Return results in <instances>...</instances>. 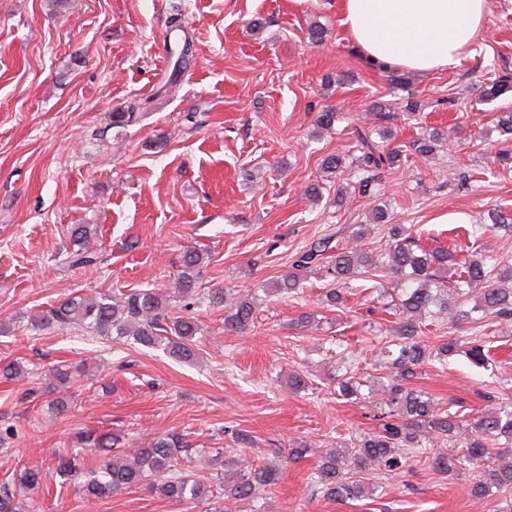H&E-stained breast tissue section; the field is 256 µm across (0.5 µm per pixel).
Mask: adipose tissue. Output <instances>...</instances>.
<instances>
[{
	"label": "adipose tissue",
	"mask_w": 512,
	"mask_h": 512,
	"mask_svg": "<svg viewBox=\"0 0 512 512\" xmlns=\"http://www.w3.org/2000/svg\"><path fill=\"white\" fill-rule=\"evenodd\" d=\"M487 0H341L342 23L375 63L430 72L456 64L482 28Z\"/></svg>",
	"instance_id": "1"
}]
</instances>
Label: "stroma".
Listing matches in <instances>:
<instances>
[{
  "mask_svg": "<svg viewBox=\"0 0 512 512\" xmlns=\"http://www.w3.org/2000/svg\"><path fill=\"white\" fill-rule=\"evenodd\" d=\"M488 18L458 63L428 73L375 67L341 22L340 0H0V363L16 360L27 383L0 380V483L18 485L39 466L42 485L21 493L36 512H206L143 488L86 501L62 483L55 457L81 452L85 431L132 443L151 432L184 434L198 474L231 447L230 431L251 436L242 461L263 463L307 441L341 445L374 431L369 401L334 393L337 358L358 377L388 376L377 349L392 335L389 299L352 281L345 304L327 306L330 278L309 272L300 297L268 296L245 330L224 328L209 304L189 313L202 326L197 357L176 361L132 339L116 341L75 327L35 330L31 311L72 293L120 294L157 288L180 272L185 248L207 249L202 291L256 289L288 272L295 254L330 236L344 244L384 206L393 224L413 226L425 247L479 243L512 261V235H469L498 209L512 213V154L497 131L512 92L480 98L491 73L512 75V0H488ZM180 18L192 42L177 86L161 52ZM324 30L312 41L311 26ZM417 116L406 114L408 100ZM392 114L394 144L446 133L440 152L405 153L381 173L369 196L337 202L355 178L352 129L376 106ZM341 119L316 132L321 109ZM116 112L130 113L125 125ZM340 155L342 171L322 161ZM319 184L312 201L304 190ZM88 226L100 253L91 268L67 262L74 225ZM313 314L301 326L302 313ZM492 369L465 356L429 362L414 385L443 409L472 422L512 405V326L487 333ZM67 365L65 394L75 407L56 417L45 377ZM302 374L307 388L288 379ZM316 457L285 466L272 491L240 512H499L495 498L468 494L472 470L433 471L413 461L379 475L373 495L348 502L322 496Z\"/></svg>",
  "mask_w": 512,
  "mask_h": 512,
  "instance_id": "35a3bbf8",
  "label": "stroma"
}]
</instances>
